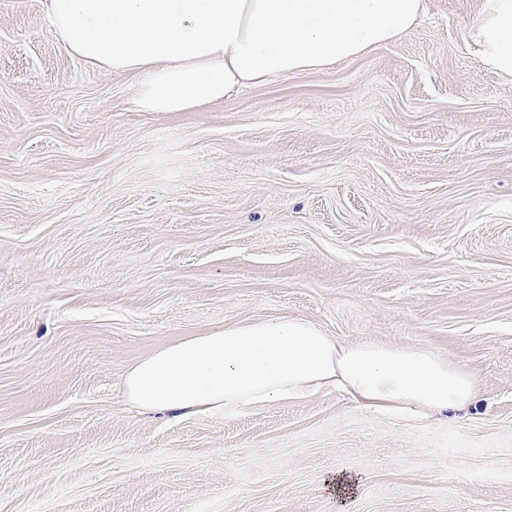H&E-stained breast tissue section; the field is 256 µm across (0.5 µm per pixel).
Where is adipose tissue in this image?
Wrapping results in <instances>:
<instances>
[{"label": "adipose tissue", "mask_w": 512, "mask_h": 512, "mask_svg": "<svg viewBox=\"0 0 512 512\" xmlns=\"http://www.w3.org/2000/svg\"><path fill=\"white\" fill-rule=\"evenodd\" d=\"M58 42L83 63L135 81L141 112H191L240 90L395 43L425 0H42ZM481 65L512 79V0H484L467 32ZM128 404L176 418L230 417L333 389L362 407L421 419L470 406L464 368L418 347L332 339L301 317L190 336L138 361Z\"/></svg>", "instance_id": "obj_1"}]
</instances>
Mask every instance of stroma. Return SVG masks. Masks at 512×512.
Returning <instances> with one entry per match:
<instances>
[{"label": "stroma", "mask_w": 512, "mask_h": 512, "mask_svg": "<svg viewBox=\"0 0 512 512\" xmlns=\"http://www.w3.org/2000/svg\"><path fill=\"white\" fill-rule=\"evenodd\" d=\"M429 0L395 44L193 112L0 0V512H512V80ZM303 317L431 350L478 396L426 421L336 391L174 421L126 370ZM336 473L360 490L337 502Z\"/></svg>", "instance_id": "1"}]
</instances>
